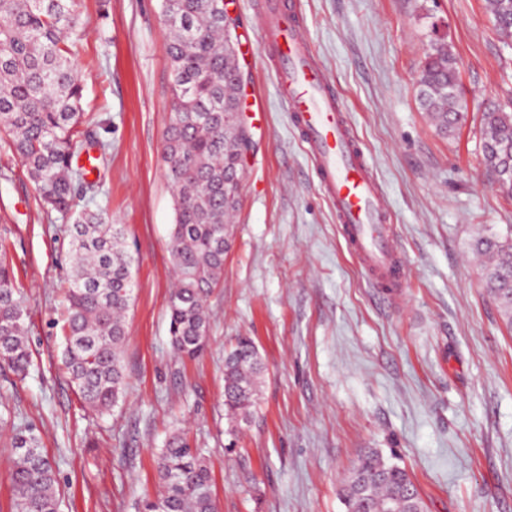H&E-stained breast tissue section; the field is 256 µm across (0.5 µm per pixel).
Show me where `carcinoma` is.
I'll list each match as a JSON object with an SVG mask.
<instances>
[{
  "mask_svg": "<svg viewBox=\"0 0 512 512\" xmlns=\"http://www.w3.org/2000/svg\"><path fill=\"white\" fill-rule=\"evenodd\" d=\"M84 0H0V151L18 158L36 184L47 214L69 218L67 316L60 326L61 361L83 403L105 415L123 400L125 318L133 299V257L124 226L92 210L73 211L95 183L73 165L90 145L105 153L98 114L83 111L78 56L85 28ZM172 109L165 129V178L174 193L168 256L176 284L168 301L175 353L193 359L209 329L205 306L224 280L231 234L224 232L238 196L224 200V173L238 168L250 138L224 113L235 110L236 41L224 30L223 0H162ZM498 32L512 37V0H490ZM459 62L443 40H433L416 80L417 99L446 135L465 120ZM490 99L482 111L481 153L487 174L512 197V111ZM472 250L490 257L484 288L512 326V226L481 236ZM27 301L16 286L9 245L0 239V371L24 379L34 365L27 340ZM264 364L255 342L236 339L224 363V412L229 433L249 422L261 399ZM10 424V512H60L56 469L35 429ZM378 451L364 455L343 489L346 512H427L406 471ZM159 490L143 512H217L213 475L202 448L187 434L169 435L156 459Z\"/></svg>",
  "mask_w": 512,
  "mask_h": 512,
  "instance_id": "obj_1",
  "label": "carcinoma"
}]
</instances>
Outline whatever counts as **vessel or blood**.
I'll return each mask as SVG.
<instances>
[{"label": "vessel or blood", "instance_id": "1", "mask_svg": "<svg viewBox=\"0 0 512 512\" xmlns=\"http://www.w3.org/2000/svg\"><path fill=\"white\" fill-rule=\"evenodd\" d=\"M296 0H266L265 47L273 50L280 100L302 134V143L340 234L370 285L390 293L404 277L391 213L360 143L347 128L325 72L309 48Z\"/></svg>", "mask_w": 512, "mask_h": 512}]
</instances>
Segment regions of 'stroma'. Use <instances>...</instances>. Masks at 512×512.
<instances>
[{"label":"stroma","mask_w":512,"mask_h":512,"mask_svg":"<svg viewBox=\"0 0 512 512\" xmlns=\"http://www.w3.org/2000/svg\"><path fill=\"white\" fill-rule=\"evenodd\" d=\"M262 2L232 4L252 145L206 346L181 361L167 315L174 198L161 0H85L84 109L105 119L112 143L97 200L135 259L126 394L95 415L57 370L68 240L17 159L0 176V236L29 299L35 366L22 381L0 374V394L55 455L61 512H140L157 493L155 455L177 429L204 448L219 512H345L341 489L371 448L396 454L429 512H512V328L469 260L472 238L512 225V198L485 176L478 108L512 99V38L495 29L486 0H299L309 44L389 200L404 266L389 301L348 254L277 94L260 51ZM438 38L462 63L468 104L447 136L416 97ZM239 336L254 340L266 374L259 413L234 442L224 357Z\"/></svg>","instance_id":"stroma-1"}]
</instances>
